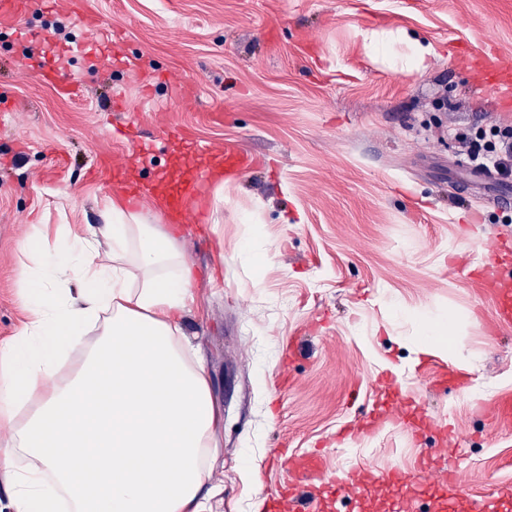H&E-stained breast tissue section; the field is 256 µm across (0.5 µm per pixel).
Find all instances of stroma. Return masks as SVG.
Here are the masks:
<instances>
[{"label":"stroma","mask_w":512,"mask_h":512,"mask_svg":"<svg viewBox=\"0 0 512 512\" xmlns=\"http://www.w3.org/2000/svg\"><path fill=\"white\" fill-rule=\"evenodd\" d=\"M361 29L407 30L436 54L412 71L407 45L378 58ZM489 49L512 62V0H25L0 23V341L27 315L32 225L102 224L114 165L153 188L197 146L240 145L256 167L211 183L183 232V331L221 422L213 512H275L272 495L303 481L291 460L316 455L323 512H396L381 474L442 443L431 469L456 456L466 495L512 512V324L471 277L490 247L512 250V203L464 166V140L512 125V102L484 89ZM18 60L55 61L81 88L61 95ZM127 122L152 155L113 138ZM413 310L461 317L462 383L423 386L451 360L403 345ZM397 404L375 434L338 439ZM340 472L364 498L327 496Z\"/></svg>","instance_id":"obj_1"}]
</instances>
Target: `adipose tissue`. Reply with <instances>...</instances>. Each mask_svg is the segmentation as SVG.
<instances>
[{
  "label": "adipose tissue",
  "mask_w": 512,
  "mask_h": 512,
  "mask_svg": "<svg viewBox=\"0 0 512 512\" xmlns=\"http://www.w3.org/2000/svg\"><path fill=\"white\" fill-rule=\"evenodd\" d=\"M173 224L113 200L99 229L33 227L27 321L0 343V482L11 512H206L215 409L183 343L194 271ZM415 353L454 315L420 318Z\"/></svg>",
  "instance_id": "adipose-tissue-1"
}]
</instances>
